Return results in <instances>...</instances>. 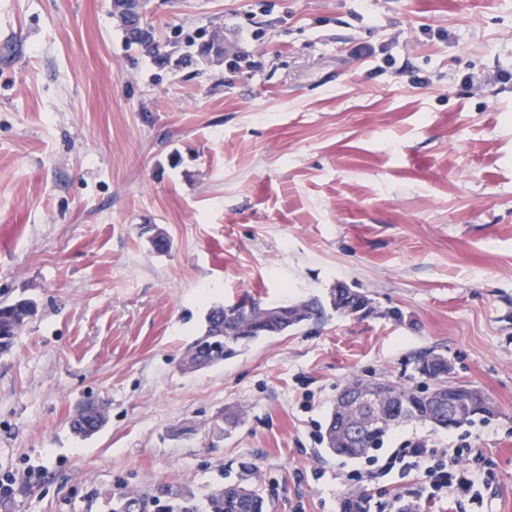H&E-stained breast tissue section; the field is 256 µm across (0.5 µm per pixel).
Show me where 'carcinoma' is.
<instances>
[{
    "label": "carcinoma",
    "mask_w": 512,
    "mask_h": 512,
    "mask_svg": "<svg viewBox=\"0 0 512 512\" xmlns=\"http://www.w3.org/2000/svg\"><path fill=\"white\" fill-rule=\"evenodd\" d=\"M126 39L146 54L161 56L162 45L152 36H136L125 29ZM372 299L364 292L343 287L331 290L328 299L312 298L282 304L279 313L255 327V307L212 305L205 316L201 334L188 346L181 360V369L193 372L220 364L244 352L251 343L263 338L283 335L309 322L326 320L332 314L362 317L373 309ZM35 303L29 299L0 301V355L10 351L16 337L34 315ZM416 370L432 382L424 391L418 385L395 383L382 378L389 401L380 398L367 407L352 408L346 413L333 408L325 427L323 442L336 455L361 456L382 446L390 429L400 422L418 421L435 428H446L448 422L458 429L474 420V414H494L491 399L480 389L448 382V360L430 352L418 356ZM460 410L453 419L448 411ZM106 421L97 409L73 424L79 435L94 432ZM358 427V438L352 439L348 429ZM110 512H270L271 505L254 488L245 483L228 484L211 490L201 498L181 486L157 485L124 488L109 494ZM341 512H371V495L365 491L351 492L341 499Z\"/></svg>",
    "instance_id": "cac0c4a2"
}]
</instances>
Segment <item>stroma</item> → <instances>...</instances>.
Segmentation results:
<instances>
[{
    "label": "stroma",
    "instance_id": "obj_1",
    "mask_svg": "<svg viewBox=\"0 0 512 512\" xmlns=\"http://www.w3.org/2000/svg\"><path fill=\"white\" fill-rule=\"evenodd\" d=\"M141 14L161 43L218 32L239 70L156 62L112 0H0V299L37 305L0 355V512H109L126 485L203 495L246 472L272 512H339L355 489L391 504L392 479L316 436L347 378L419 384L423 351L495 414L400 424L385 451L470 439L488 512H512V0ZM339 283L372 313L181 370L210 305ZM88 405L106 423L84 438Z\"/></svg>",
    "mask_w": 512,
    "mask_h": 512
}]
</instances>
